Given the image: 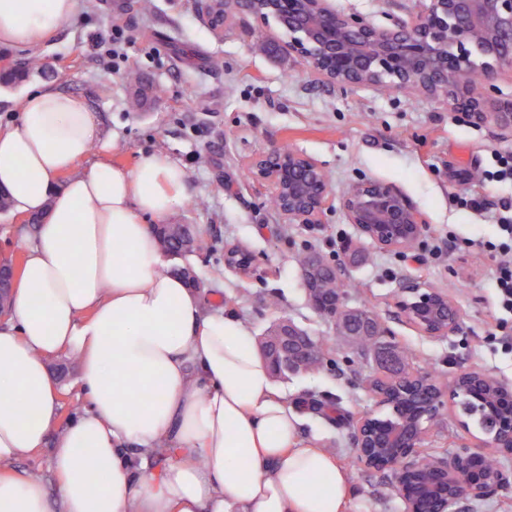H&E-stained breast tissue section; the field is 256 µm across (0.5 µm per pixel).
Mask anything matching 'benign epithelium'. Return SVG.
<instances>
[{"label":"benign epithelium","instance_id":"obj_1","mask_svg":"<svg viewBox=\"0 0 512 512\" xmlns=\"http://www.w3.org/2000/svg\"><path fill=\"white\" fill-rule=\"evenodd\" d=\"M213 30L221 34L224 21L236 14L273 19L293 35L288 50L300 55L312 73L331 84L364 85L387 82L397 88H416L443 94L468 112L476 124L493 119L512 130V100L486 110L469 92L471 50L482 53L485 65L512 63V0H429L425 10L392 28H378L334 10L329 0H203ZM319 164L298 150H274L255 158V183L268 187L282 201L281 214L290 224H318L330 190L320 178ZM349 223L382 249L409 251L419 242L423 220L399 190L377 180L354 186L343 198ZM245 259L224 262L240 276L254 272L251 254L240 247L224 250ZM315 265L302 271L308 302L319 315L336 320L347 312L342 298H317L311 286ZM400 313L420 335L445 337L455 331L459 310L448 294L410 282L402 288ZM280 339L296 342L281 370L296 373L322 355L323 344L291 320H281ZM391 378L373 394L387 414L367 413L354 424V451L362 466L388 472L404 503V512H449L468 500L483 499L512 486V472L486 475L476 466L485 448L512 455V387L486 372L470 368L458 373L447 389L419 374L390 370ZM469 403H458L469 420L479 419L482 447L463 454L436 456L425 470L421 443L425 424L444 406L446 392Z\"/></svg>","mask_w":512,"mask_h":512}]
</instances>
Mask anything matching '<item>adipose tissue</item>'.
Listing matches in <instances>:
<instances>
[{
	"label": "adipose tissue",
	"instance_id": "ef3b65f1",
	"mask_svg": "<svg viewBox=\"0 0 512 512\" xmlns=\"http://www.w3.org/2000/svg\"><path fill=\"white\" fill-rule=\"evenodd\" d=\"M74 9L0 0V44L38 46ZM101 140L87 102L50 85L0 130L11 211L44 217L0 327V392L17 398L0 403V465L50 438L58 480L52 495L0 473V512H343L344 470L299 446L298 418L253 336L235 317L204 314L197 291L167 270L150 225L183 203L182 168L162 154L131 170L83 167ZM60 351L77 358L88 402L63 428L46 363ZM125 387L160 396L135 403Z\"/></svg>",
	"mask_w": 512,
	"mask_h": 512
}]
</instances>
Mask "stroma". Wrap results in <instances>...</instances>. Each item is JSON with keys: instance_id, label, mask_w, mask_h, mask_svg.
I'll return each mask as SVG.
<instances>
[{"instance_id": "obj_1", "label": "stroma", "mask_w": 512, "mask_h": 512, "mask_svg": "<svg viewBox=\"0 0 512 512\" xmlns=\"http://www.w3.org/2000/svg\"><path fill=\"white\" fill-rule=\"evenodd\" d=\"M337 12L380 28L419 13L421 0H329ZM123 29L119 58H111L112 22ZM289 37L275 24L239 15L215 34L196 0H77L76 11L37 51L0 45V57L17 63L41 59L18 84H0V128L21 113L32 87L48 83L86 100L104 136L114 139L90 162L134 169L152 154H168L186 172L187 199L171 216L196 224L207 244L191 256L201 279L205 313L232 315L251 335L288 316L322 340L328 351L317 371L277 380L285 402L300 417L299 445L316 444L345 471L344 512H402L390 474L354 464L353 424L376 408L365 381L376 371L374 353L342 336L336 324L309 305L298 258L313 252L353 283L346 303L378 315L385 341L410 347L422 360L418 372L448 383L477 367L512 385V351L490 343L496 331L494 260L477 250L436 256L439 238L490 239L494 223L461 206L456 197L478 192L491 203L512 201V184L461 181L483 171L492 149L512 151V139L494 125L473 123L444 96L379 84L338 87L318 80L305 61L286 49ZM314 158L332 194L320 223L291 224L268 204L269 191L249 178L250 162L282 146ZM376 179L396 187L423 215L426 226L409 252L377 248L349 224L343 197L354 185ZM204 199L205 209L193 200ZM36 227L0 212V262L21 267ZM240 244L255 257V272L241 277L224 267V248ZM418 281L448 293L461 311L452 335H418L396 317L402 285ZM48 367L58 379L59 421L80 407L78 364L60 353ZM446 403L426 428L424 448L454 455L475 449L479 430L458 424Z\"/></svg>"}]
</instances>
